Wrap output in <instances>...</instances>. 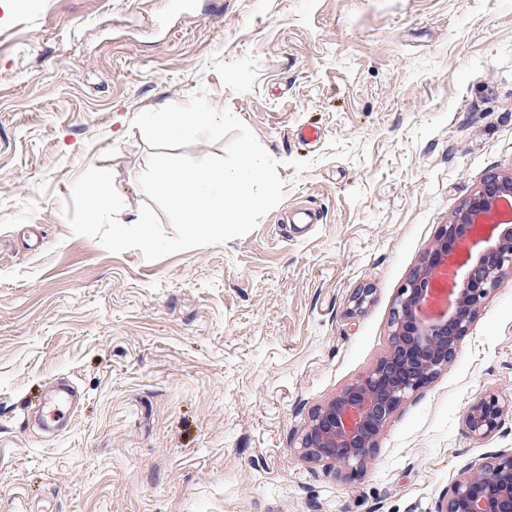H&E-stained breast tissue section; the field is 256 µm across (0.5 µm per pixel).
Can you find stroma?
Listing matches in <instances>:
<instances>
[{"mask_svg": "<svg viewBox=\"0 0 512 512\" xmlns=\"http://www.w3.org/2000/svg\"><path fill=\"white\" fill-rule=\"evenodd\" d=\"M202 7L0 0V512H435L512 451V276L360 474L300 442L387 353L441 226L512 175V0ZM194 95L278 161L281 203L154 261L74 234L91 166L134 221L154 149L133 121ZM304 210L317 223L284 222ZM490 394L503 416L478 439L466 412Z\"/></svg>", "mask_w": 512, "mask_h": 512, "instance_id": "stroma-1", "label": "stroma"}]
</instances>
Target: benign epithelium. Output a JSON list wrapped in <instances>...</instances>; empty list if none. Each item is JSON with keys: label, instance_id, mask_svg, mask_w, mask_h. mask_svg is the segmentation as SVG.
<instances>
[{"label": "benign epithelium", "instance_id": "7a95c632", "mask_svg": "<svg viewBox=\"0 0 512 512\" xmlns=\"http://www.w3.org/2000/svg\"><path fill=\"white\" fill-rule=\"evenodd\" d=\"M511 196L512 176L491 174L442 225L399 289L390 350L367 376L312 412L301 440L306 458L363 470L397 408L453 361L487 297L512 275V222L482 223ZM501 416L499 399L490 395L468 408L466 424L481 439L498 428ZM436 512H512V452L470 466Z\"/></svg>", "mask_w": 512, "mask_h": 512}]
</instances>
